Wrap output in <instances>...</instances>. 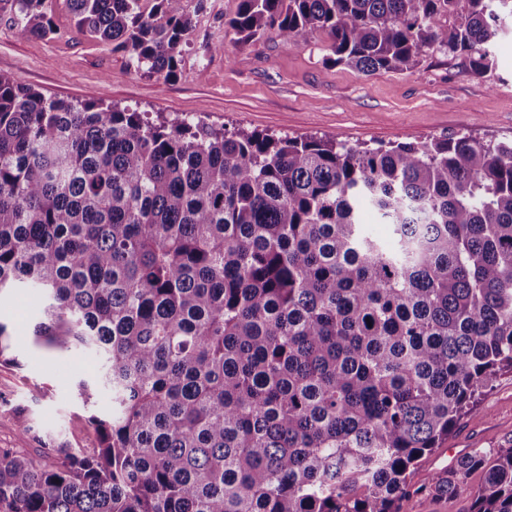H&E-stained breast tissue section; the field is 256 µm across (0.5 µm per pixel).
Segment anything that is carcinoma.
Here are the masks:
<instances>
[{"label": "carcinoma", "instance_id": "cac0c4a2", "mask_svg": "<svg viewBox=\"0 0 512 512\" xmlns=\"http://www.w3.org/2000/svg\"><path fill=\"white\" fill-rule=\"evenodd\" d=\"M69 0L136 72L177 75L204 0ZM20 37L56 34L12 0ZM512 0H239L234 44L274 29L332 61L474 77ZM391 227L366 234L362 208ZM32 288L33 342L93 351L90 448H0V512H398L423 457L512 373V141L378 146L151 120L0 75V296ZM0 312V363L19 365ZM512 512V447L433 477Z\"/></svg>", "mask_w": 512, "mask_h": 512}]
</instances>
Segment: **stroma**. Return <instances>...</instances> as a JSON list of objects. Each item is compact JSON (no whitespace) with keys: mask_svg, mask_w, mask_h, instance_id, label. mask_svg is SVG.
Returning a JSON list of instances; mask_svg holds the SVG:
<instances>
[{"mask_svg":"<svg viewBox=\"0 0 512 512\" xmlns=\"http://www.w3.org/2000/svg\"><path fill=\"white\" fill-rule=\"evenodd\" d=\"M238 0H206L184 47L175 77L130 69L124 53L76 32L67 0H50L56 35L19 37L11 0H0V74L67 101L88 98L130 106L173 120L199 118L230 130L279 136H340L350 143H420L448 134L479 140L512 139V20L494 49L484 77L464 72L459 60L426 53L410 72L366 75L332 62L330 39L316 32L293 45L268 31L236 45L224 21ZM20 367L0 366V448H34L15 414L27 411L34 428L88 448L95 441L78 397V383L96 374L90 351L58 352L19 335ZM512 446V373L501 375L462 417L448 439L424 457L400 512H470L481 486L473 472L456 497L426 492L432 477L475 448Z\"/></svg>","mask_w":512,"mask_h":512,"instance_id":"obj_1","label":"stroma"}]
</instances>
